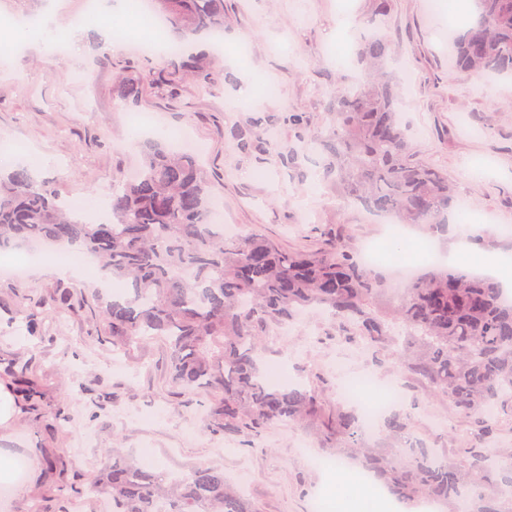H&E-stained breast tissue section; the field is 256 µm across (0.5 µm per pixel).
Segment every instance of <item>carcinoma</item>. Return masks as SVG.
Masks as SVG:
<instances>
[{
	"label": "carcinoma",
	"mask_w": 512,
	"mask_h": 512,
	"mask_svg": "<svg viewBox=\"0 0 512 512\" xmlns=\"http://www.w3.org/2000/svg\"><path fill=\"white\" fill-rule=\"evenodd\" d=\"M150 2L171 34L170 83L188 68L211 85L222 68L211 57L186 58V41L224 36V0ZM478 3L474 22L453 39L456 65L478 79L512 73V0ZM388 52L379 32L360 39L362 79L336 89L329 102L325 175L370 213L443 234L456 204L448 174L413 150L400 89L386 71ZM115 94L131 109L142 88L120 77ZM135 147L136 177L117 178L102 221L79 218L32 165L0 166V251L77 245L98 259L133 291L100 299L112 347L163 342L174 384L211 399L204 422L214 433L259 436L277 423L308 424L406 507L426 497L448 504V512H512V455L493 448L498 415L512 412V303L499 280L444 264L393 290L353 259L341 235L320 251L286 250L260 233L227 237L213 222L211 181L195 155L153 139ZM314 309L329 312L340 335L355 334L370 350L396 348L403 376L426 378L431 394L472 419L465 455L440 457L408 435L404 412L379 421L381 435H405L400 447L376 451L355 407L338 404L328 413L300 387L269 384L264 339ZM99 492L112 512H253L215 466L165 485L153 471L118 459Z\"/></svg>",
	"instance_id": "carcinoma-1"
}]
</instances>
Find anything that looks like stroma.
Here are the masks:
<instances>
[{
    "label": "stroma",
    "mask_w": 512,
    "mask_h": 512,
    "mask_svg": "<svg viewBox=\"0 0 512 512\" xmlns=\"http://www.w3.org/2000/svg\"><path fill=\"white\" fill-rule=\"evenodd\" d=\"M91 0H0V21L35 22L54 9L61 44L46 53L37 36L13 43L0 32V144L19 143L35 159L41 179L66 201L107 200L116 176L137 161L134 112L115 106L114 84L125 76L143 84L140 112L154 126L183 131L201 147L224 221L240 235L258 232L286 249L326 247L343 231L352 251L382 236L383 218L347 202L325 175L322 140L331 124L329 96L354 81V48L367 31L371 0H224V79L202 89L192 77L164 81L165 59L96 35ZM476 16L471 0H443L430 14L426 0H392L376 27L392 44L388 69L410 75L402 85V119L426 163L448 175L467 212L451 210L484 235L485 258L512 257V74L476 80L452 67L443 31H464ZM112 59L98 61L101 51ZM83 71L87 81H73ZM251 83L253 98L237 97ZM299 112L303 127L288 124ZM484 169L468 175L469 165ZM26 265L22 278L0 275V362L29 364L42 397L31 411L14 410L0 426V448L26 461L22 479L0 512H32L48 490L80 487L75 512H99L90 486L113 459L130 458L157 473L190 475L214 465L239 484L254 512H314L333 479L325 450L311 430L285 423L261 437H224L202 421L207 402L183 396L168 376V352L152 341L128 352L101 340L98 298L113 294L92 265L65 279L47 261L27 264L22 252H0V267ZM75 304L56 302L58 284ZM38 313L31 334L29 313ZM266 361L280 379L303 385L328 407L336 389L369 371L399 375L393 351L382 366L357 339L338 335L333 318L314 310L265 342ZM384 409L410 411L412 434L454 458L474 427L447 401L429 396L423 379L403 381ZM63 416H56V409Z\"/></svg>",
    "instance_id": "1"
}]
</instances>
